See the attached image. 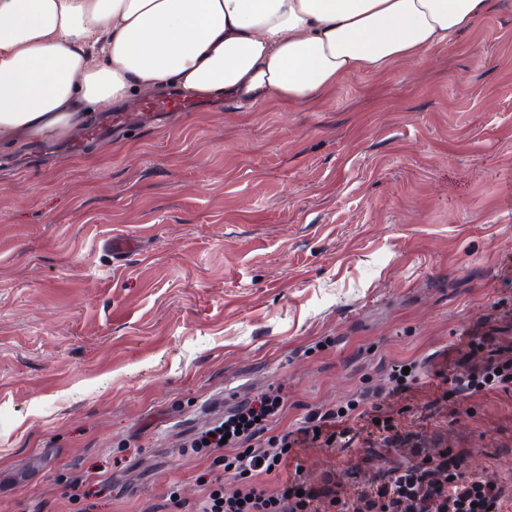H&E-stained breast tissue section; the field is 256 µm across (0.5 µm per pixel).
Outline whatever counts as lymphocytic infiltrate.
<instances>
[{
  "instance_id": "f902f5d3",
  "label": "lymphocytic infiltrate",
  "mask_w": 512,
  "mask_h": 512,
  "mask_svg": "<svg viewBox=\"0 0 512 512\" xmlns=\"http://www.w3.org/2000/svg\"><path fill=\"white\" fill-rule=\"evenodd\" d=\"M454 363L457 372L451 384L455 390H489L495 383L512 380V341L500 336L496 328H489L469 337L458 349ZM283 407L280 392L259 394L198 440V447L215 451L225 445H242V452L225 460L224 467L234 471L245 485L230 497L218 488L209 491L197 512H312V503L319 498L325 501V512H501L504 503L512 500L511 486L484 474L465 473L453 450L431 458L418 434L395 433L385 421L378 426L381 447L404 448L408 454L394 466L378 469L374 452H367L358 463L359 469L370 474L362 496L344 499L330 475L316 487L295 479L282 483L277 492H269L259 478L277 475L285 465L289 447L346 435V422L357 409L352 403L338 410L311 413L300 427L284 433L269 447L251 448V440L265 422Z\"/></svg>"
}]
</instances>
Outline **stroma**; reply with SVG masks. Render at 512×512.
I'll list each match as a JSON object with an SVG mask.
<instances>
[{
    "mask_svg": "<svg viewBox=\"0 0 512 512\" xmlns=\"http://www.w3.org/2000/svg\"><path fill=\"white\" fill-rule=\"evenodd\" d=\"M60 147L0 148V512L234 495L223 452L191 441L270 389L285 407L252 447L356 401L512 484V384L452 395L444 371L512 322V0L302 103ZM115 234L139 250L113 261ZM363 453L292 448L284 473L350 498Z\"/></svg>",
    "mask_w": 512,
    "mask_h": 512,
    "instance_id": "1",
    "label": "stroma"
}]
</instances>
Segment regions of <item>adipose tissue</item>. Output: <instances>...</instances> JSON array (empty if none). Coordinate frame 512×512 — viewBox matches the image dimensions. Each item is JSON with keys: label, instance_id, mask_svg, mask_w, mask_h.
<instances>
[{"label": "adipose tissue", "instance_id": "obj_1", "mask_svg": "<svg viewBox=\"0 0 512 512\" xmlns=\"http://www.w3.org/2000/svg\"><path fill=\"white\" fill-rule=\"evenodd\" d=\"M490 0H0V147L137 95L304 102L447 47Z\"/></svg>", "mask_w": 512, "mask_h": 512}]
</instances>
